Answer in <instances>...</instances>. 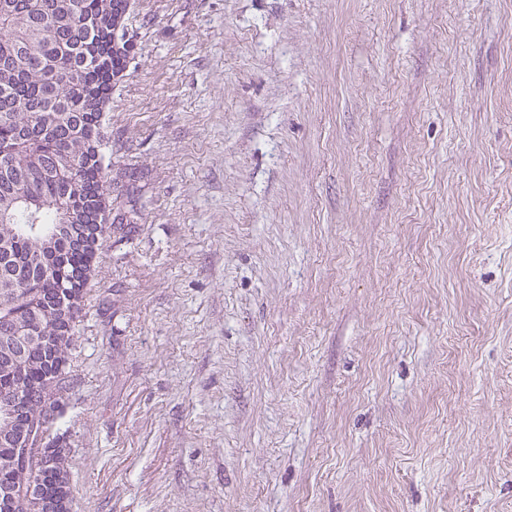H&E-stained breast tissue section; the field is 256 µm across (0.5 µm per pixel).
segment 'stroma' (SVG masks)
Instances as JSON below:
<instances>
[{"mask_svg":"<svg viewBox=\"0 0 512 512\" xmlns=\"http://www.w3.org/2000/svg\"><path fill=\"white\" fill-rule=\"evenodd\" d=\"M127 29L71 512H512V0Z\"/></svg>","mask_w":512,"mask_h":512,"instance_id":"obj_1","label":"stroma"}]
</instances>
